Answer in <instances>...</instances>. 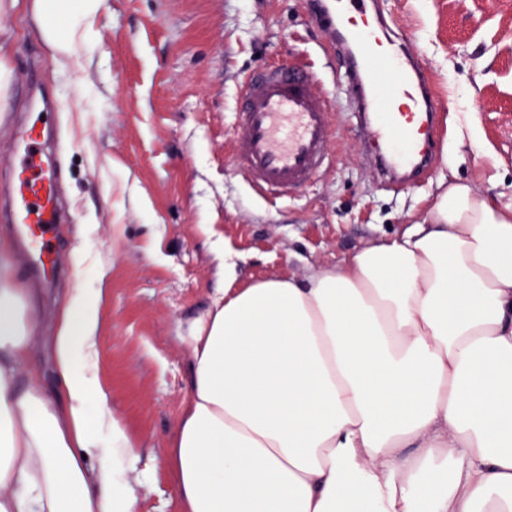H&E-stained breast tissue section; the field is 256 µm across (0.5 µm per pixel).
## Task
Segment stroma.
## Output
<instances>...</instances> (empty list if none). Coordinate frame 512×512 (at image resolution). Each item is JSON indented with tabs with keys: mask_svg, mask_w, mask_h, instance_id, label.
Returning <instances> with one entry per match:
<instances>
[{
	"mask_svg": "<svg viewBox=\"0 0 512 512\" xmlns=\"http://www.w3.org/2000/svg\"><path fill=\"white\" fill-rule=\"evenodd\" d=\"M311 2L106 0L83 87L56 74L31 6L0 14V213L20 123L35 111L25 76L56 109L51 150L71 216L42 316L107 267L100 383L152 473L137 512H180L165 451L188 395V329L224 286L215 244L240 254L249 281L342 261L421 222L454 179L512 200V0H378L445 107L426 179L398 191L377 181L343 112L327 171L277 206L254 195L230 160L238 80L314 50L328 79L345 70ZM468 126L477 140L459 139Z\"/></svg>",
	"mask_w": 512,
	"mask_h": 512,
	"instance_id": "obj_1",
	"label": "stroma"
}]
</instances>
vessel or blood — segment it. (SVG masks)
Segmentation results:
<instances>
[{
	"label": "vessel or blood",
	"instance_id": "1",
	"mask_svg": "<svg viewBox=\"0 0 512 512\" xmlns=\"http://www.w3.org/2000/svg\"><path fill=\"white\" fill-rule=\"evenodd\" d=\"M374 0H336L323 23L338 50L354 57L336 101L314 60L270 67L243 77L235 112L231 161L262 199L284 202L329 168L335 109L352 112L362 131L367 163L391 186L426 177L436 150L437 98L416 56L378 26ZM52 132L24 127L15 164L20 171L9 222L37 276L60 274L51 235L67 215L60 204Z\"/></svg>",
	"mask_w": 512,
	"mask_h": 512
}]
</instances>
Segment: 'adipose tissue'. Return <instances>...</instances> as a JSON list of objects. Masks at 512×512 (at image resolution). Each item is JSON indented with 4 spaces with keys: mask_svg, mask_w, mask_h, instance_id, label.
I'll use <instances>...</instances> for the list:
<instances>
[{
    "mask_svg": "<svg viewBox=\"0 0 512 512\" xmlns=\"http://www.w3.org/2000/svg\"><path fill=\"white\" fill-rule=\"evenodd\" d=\"M105 0H38L56 69L85 84ZM224 289L190 326L166 447L181 512H512V202L452 183L424 222L302 275ZM102 291L46 339L0 247V512H136L151 483L99 382ZM28 379H21V368Z\"/></svg>",
    "mask_w": 512,
    "mask_h": 512,
    "instance_id": "ef3b65f1",
    "label": "adipose tissue"
}]
</instances>
